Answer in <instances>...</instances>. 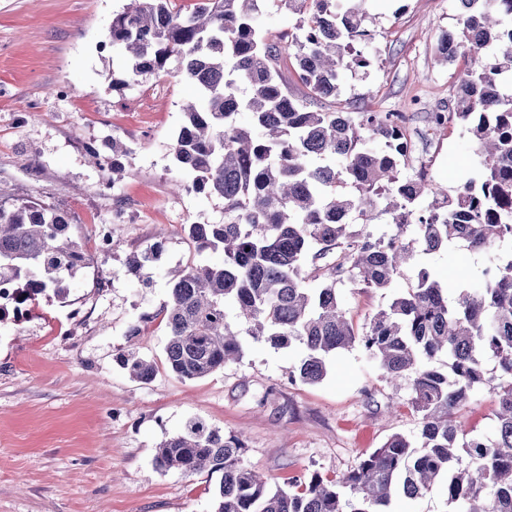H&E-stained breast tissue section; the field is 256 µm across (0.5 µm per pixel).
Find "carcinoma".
<instances>
[{
	"label": "carcinoma",
	"instance_id": "obj_1",
	"mask_svg": "<svg viewBox=\"0 0 512 512\" xmlns=\"http://www.w3.org/2000/svg\"><path fill=\"white\" fill-rule=\"evenodd\" d=\"M364 0H199L183 15L172 0H130L112 19L107 44L129 61L128 77L173 73L192 80L199 98L186 106L172 150L192 176L178 191L224 200V223L191 224L197 254L221 250L220 265L180 271L163 307L169 330L165 363L184 379L202 378L243 355L241 337L277 349L296 344L303 356L292 381L315 384L337 351L357 346L382 378L405 381L419 415L421 445L391 435L351 471L329 480L318 472L275 489L243 462L245 444L201 419L158 446L162 472L221 474L213 512H392L443 484L450 512H512V249L497 255L482 282L455 289L427 266L360 328L345 317L336 288L395 287L403 268L452 243L491 252L512 243V0H456L458 25L442 32L436 52L457 74L454 105L428 112L444 126L458 118L483 150L477 176L453 195L425 171L410 176L401 112L324 111L317 103L341 93L346 71L370 60L356 49L372 34ZM270 6L299 15L296 32L272 35L259 19ZM495 49L494 62L480 63ZM293 60L308 98L283 84ZM250 116L242 124L241 113ZM131 149L112 138V175L126 171ZM427 209H417L425 197ZM395 229L380 236L351 230L378 204ZM71 217L36 202L8 203L0 189V285L16 307L51 291L58 296L89 264ZM161 240L135 251L127 271L144 286ZM235 308L228 320L226 305ZM444 356L448 373L430 362ZM492 359L506 381L495 387L492 434L475 432L458 414L485 383ZM116 360L150 382L153 362L124 347Z\"/></svg>",
	"mask_w": 512,
	"mask_h": 512
}]
</instances>
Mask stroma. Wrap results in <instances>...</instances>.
I'll return each instance as SVG.
<instances>
[{"mask_svg": "<svg viewBox=\"0 0 512 512\" xmlns=\"http://www.w3.org/2000/svg\"><path fill=\"white\" fill-rule=\"evenodd\" d=\"M128 3L0 0V189L70 214L91 257L64 297H39L0 323V512H212L219 475L154 465L158 445L193 418L241 437L245 462L274 488L315 471L335 478L391 434L419 432L406 382L382 383L357 347L330 358L317 384L289 379L301 347L248 336L243 356L209 376L184 380L166 367L169 281L189 264L222 260L219 252L198 256L188 227L222 223L224 202L172 189L183 176L172 162L182 108L198 93L181 76L125 83L127 62L106 41ZM363 8L376 33L374 64L346 72L340 96L322 107L410 114L414 148L404 173L426 170L455 192L479 168L476 140L454 120L419 137L426 113L455 93L458 69L435 50L456 25L454 0H365ZM115 137L132 153L127 175L110 185L88 150L110 156ZM102 224L112 232L105 253L94 246ZM161 233L158 274L140 287L126 259ZM487 258L456 243L424 263L443 280L476 284ZM337 294L357 325L393 297L349 284ZM134 325L139 356L157 367L146 384L115 360ZM486 370L489 385L462 414L484 433L500 382L495 362Z\"/></svg>", "mask_w": 512, "mask_h": 512, "instance_id": "35a3bbf8", "label": "stroma"}]
</instances>
